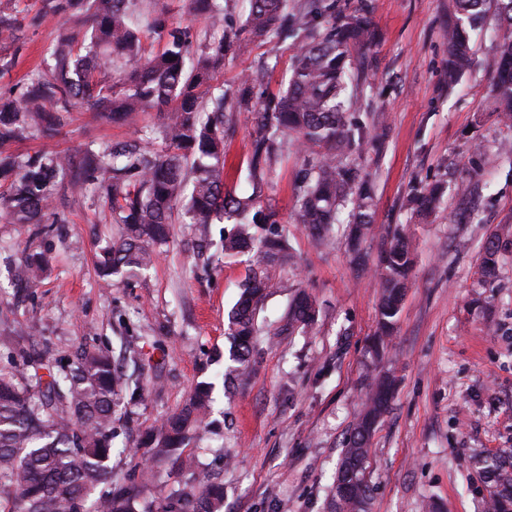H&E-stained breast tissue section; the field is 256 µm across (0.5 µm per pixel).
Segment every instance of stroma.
I'll return each instance as SVG.
<instances>
[{"instance_id": "1", "label": "stroma", "mask_w": 512, "mask_h": 512, "mask_svg": "<svg viewBox=\"0 0 512 512\" xmlns=\"http://www.w3.org/2000/svg\"><path fill=\"white\" fill-rule=\"evenodd\" d=\"M367 6L377 33L362 70L348 90L356 115L385 129L380 149L364 148L372 223L363 247L367 267L348 251L349 209H342L331 245H316L290 223L295 248L288 264L271 267L247 369L229 353L228 313L258 258L225 257L224 227H210L198 249L192 225L175 223L154 266L104 284L96 254L118 237L104 199L58 190L55 210L67 218L41 245L50 267L37 286L24 288L10 264L22 257L30 227L0 217V364L20 351L50 360L75 359L83 348L110 350L128 379L112 474L129 480L145 466L134 446L145 431L178 411L197 383L214 385V428L186 449L224 486V512H329L341 450L368 392L369 350L377 326L378 285L372 264L389 231L403 226L414 249L397 329L384 344L377 371L394 382L388 411L370 439L368 512H485L490 483L481 458L512 448V249L490 287L478 288L480 250L491 232L512 239V128L501 124L491 91L495 48L512 38L488 12L471 32L475 62L456 86L446 80L452 0H336L350 14ZM43 0H0L20 17L14 42L0 43L13 65L0 76V95H18L34 72L51 62L58 23L27 24ZM296 53L292 42L245 40L224 59L219 76L233 94L242 74L264 72V88L288 85ZM236 132L225 144L227 187L248 195L251 112L228 107ZM159 116L140 115L137 128L112 124L76 105L52 138L34 128L11 151L27 157L56 149L71 155L140 134L160 147ZM481 143L482 175L467 163ZM301 156L288 157L266 192L282 218L293 210V178ZM437 183L438 208L419 219L407 206L411 188ZM308 293L317 317L304 333L277 335L298 292Z\"/></svg>"}]
</instances>
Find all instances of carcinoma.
Masks as SVG:
<instances>
[{"instance_id": "1", "label": "carcinoma", "mask_w": 512, "mask_h": 512, "mask_svg": "<svg viewBox=\"0 0 512 512\" xmlns=\"http://www.w3.org/2000/svg\"><path fill=\"white\" fill-rule=\"evenodd\" d=\"M238 28L224 26V0H189L191 18L175 21L164 12L150 15L147 27L136 20L138 0H44L30 24L50 20L87 23L82 36L62 31L47 72L32 74L20 99L0 96V146L35 127L52 137L66 124L73 106L85 103L112 123L136 122L153 110L161 122L155 135L167 145L152 150L136 137L88 150L76 158L53 151L23 162L0 156V179L9 193L0 202L10 222L29 224L34 237L66 219L51 211L56 186L73 192L93 186L107 199L112 220L123 225L118 241L98 258L102 279L152 266L156 249L169 238L174 213L183 207L200 240L217 222L233 225L224 235V255L254 251L262 264L243 283L228 319L233 358L245 367L257 334V314L265 298L264 264L291 257L288 236L279 231V212L262 201L265 189L288 153L298 144L302 162L293 180L292 223L300 224L322 246L331 244L341 207L351 206L354 221L349 247L361 259V244L371 224L372 196L355 155L381 141L384 130H371L353 118L357 101L345 95L351 77L352 51L369 48L371 22L364 11L336 16L329 0H249ZM461 22L448 26V86L470 70L473 49L466 27L482 26L490 0H453ZM329 18L327 26L320 19ZM204 26L198 27L195 22ZM17 17L0 10V39L17 29ZM164 41L156 54L146 53L144 32ZM274 36L297 43L298 54L279 94L261 90L260 77L248 74L234 99L253 112L254 131L248 153L252 192L240 197L224 189V145L234 134L226 124L224 86L217 74L224 56L242 36ZM492 91L500 121L512 128V39L497 46ZM440 203L436 186L412 187L408 204L421 215ZM499 234L490 235L481 253V286L489 284L502 252ZM413 256L409 240L396 228L375 266L380 288L377 339L379 352L396 329ZM48 270L43 252L28 251L11 269L14 280L36 285ZM312 300L298 294L288 307V329L306 330L315 321ZM26 371L0 370V512H140L142 489L170 462L188 475L183 488L158 499L146 512H220L224 490L210 481L182 449L208 427L210 386L198 385L182 409L154 427L138 447L149 465L130 482L112 480V423L123 402L127 381L107 350L86 349L73 361L50 363L30 358ZM363 412L343 448L334 479L331 512H355L371 487L365 475L371 431L387 411L392 382L370 378ZM493 482L494 512H512V448L486 462Z\"/></svg>"}]
</instances>
